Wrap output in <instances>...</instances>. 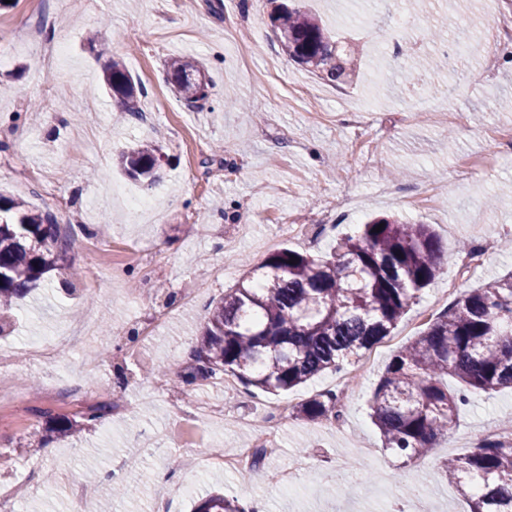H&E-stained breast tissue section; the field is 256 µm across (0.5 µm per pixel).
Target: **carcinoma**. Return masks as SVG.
<instances>
[{
  "mask_svg": "<svg viewBox=\"0 0 512 512\" xmlns=\"http://www.w3.org/2000/svg\"><path fill=\"white\" fill-rule=\"evenodd\" d=\"M282 50L329 80L342 84L354 53L331 41L320 19L299 7L277 4L269 15ZM196 62L168 61V81L189 107L207 98L193 75ZM103 84L122 112H140L142 84L116 60L106 64ZM159 151L143 142L117 156L131 180L151 189ZM384 227L379 232L373 228ZM68 241L52 214L0 193V310L12 308L46 275L74 273ZM441 247L428 224L375 218L356 235L336 241L329 258L291 248L269 255L224 293L196 338L193 364L179 376L191 384L231 374L244 386L277 395L326 372L355 365L391 335L409 306L440 270ZM453 375L458 388L444 377ZM512 387V273L471 288L402 345L374 387L370 410L385 447L412 461L428 456L452 429L466 393ZM347 395L328 390L293 406L296 417L314 423L336 418ZM113 405L92 406L81 417L49 418L52 431L73 437L101 421ZM438 475L459 488L470 512H512V447L489 441L461 457L442 461ZM194 512H245L238 500L214 490Z\"/></svg>",
  "mask_w": 512,
  "mask_h": 512,
  "instance_id": "cac0c4a2",
  "label": "carcinoma"
}]
</instances>
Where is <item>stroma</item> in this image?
<instances>
[{
  "mask_svg": "<svg viewBox=\"0 0 512 512\" xmlns=\"http://www.w3.org/2000/svg\"><path fill=\"white\" fill-rule=\"evenodd\" d=\"M301 4L334 40L356 48L348 82H328L282 51L270 27V0H11L0 8V191L55 215L82 272L72 294L56 286L17 307L14 336L48 337L65 326L73 344L50 366L14 362L30 384L14 404L0 406V482L14 491L0 512H67L66 493L77 483L94 488L88 512H100L116 477L139 492L113 500L112 512H145L159 470L171 472L180 512H191L194 497L217 487L261 500L271 512H389L396 503L406 510L405 488L418 482L426 483L435 512H468L455 486L429 475L443 459L466 454L483 431L512 430V389L472 393L454 429L414 463L384 448L370 400L395 351L448 308L446 290L483 288L512 273V251L497 246L474 277L453 278L459 244L484 235L512 238V152L494 137L512 126V43L499 57L486 53L491 27L508 8L490 0H429L420 33L410 39L398 35L392 0L361 17L356 0ZM443 19L447 39L466 45L467 54L438 81L425 77L404 89L399 74L413 57L439 54L427 33ZM100 28L102 40L88 50L86 34ZM29 30L46 43L67 41L64 56L44 62L23 37ZM386 36L398 47L382 45ZM173 56L199 61L213 85L197 107H187L166 79ZM111 59L145 86L141 108L153 114L152 123L114 119L101 89L102 67ZM143 140L158 145L165 160L151 214L131 223L127 196L138 187L115 159ZM468 166L480 168V176L462 180ZM342 197L354 202L353 211L337 210ZM393 214L432 225L442 265L388 343L367 352L370 367L349 393L343 425L286 417L280 452L265 463L270 477L259 483L216 466L203 470L202 456L243 446L250 434L243 422L260 407L295 405L324 391L335 375L279 396L208 381L194 402L223 404V418L200 421L202 446L166 441L167 428L189 404L171 383L190 363L214 303L245 268L285 247L327 255L371 217ZM290 219L311 225L313 240L281 232ZM137 251L152 255L156 273L132 263ZM194 280L204 284L203 295L182 301V288ZM146 309L166 316L143 358L121 369L99 362L88 384L100 400L121 394L130 413L109 414L108 425L76 437L48 432L43 411L79 413L75 397L87 385L82 361L111 349L113 334L138 328ZM141 363L167 371L143 379ZM50 381L64 398H44ZM365 448L373 456H362ZM301 460L312 464L305 480L290 488L273 481ZM349 467L361 481L337 494L338 474Z\"/></svg>",
  "mask_w": 512,
  "mask_h": 512,
  "instance_id": "1",
  "label": "stroma"
}]
</instances>
